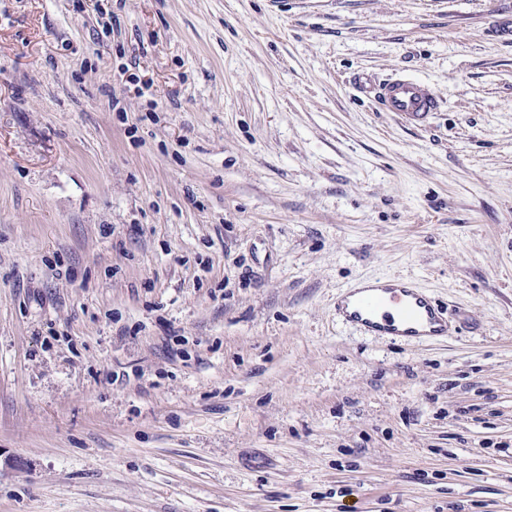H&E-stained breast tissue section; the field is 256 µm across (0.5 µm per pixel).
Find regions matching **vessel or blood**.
Listing matches in <instances>:
<instances>
[{"instance_id": "1", "label": "vessel or blood", "mask_w": 512, "mask_h": 512, "mask_svg": "<svg viewBox=\"0 0 512 512\" xmlns=\"http://www.w3.org/2000/svg\"><path fill=\"white\" fill-rule=\"evenodd\" d=\"M368 89L383 111L417 124L439 109L436 92L420 81L392 77ZM336 315L361 335L405 343L444 340L456 332L447 309L408 279L357 283L337 296Z\"/></svg>"}]
</instances>
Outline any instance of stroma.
Returning a JSON list of instances; mask_svg holds the SVG:
<instances>
[{
	"instance_id": "35a3bbf8",
	"label": "stroma",
	"mask_w": 512,
	"mask_h": 512,
	"mask_svg": "<svg viewBox=\"0 0 512 512\" xmlns=\"http://www.w3.org/2000/svg\"><path fill=\"white\" fill-rule=\"evenodd\" d=\"M0 512H512V0H0ZM374 99L385 112H396L416 124H421L439 110V99L431 86L420 81L392 77L379 82H368ZM336 315L363 336L405 343L444 340L457 330L448 310L408 279L359 282L336 297Z\"/></svg>"
}]
</instances>
